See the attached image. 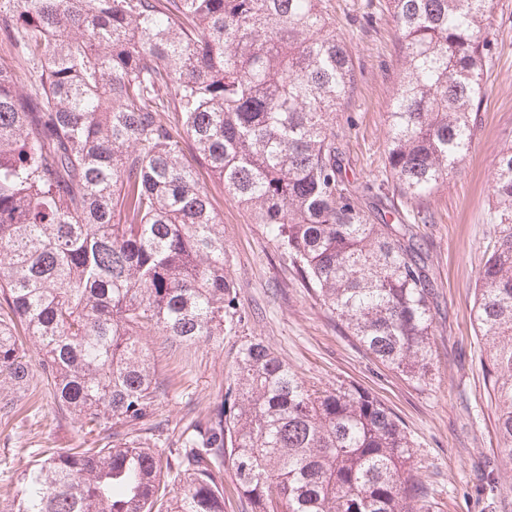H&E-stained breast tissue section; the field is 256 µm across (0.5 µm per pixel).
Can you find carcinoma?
<instances>
[{"label":"carcinoma","instance_id":"cac0c4a2","mask_svg":"<svg viewBox=\"0 0 512 512\" xmlns=\"http://www.w3.org/2000/svg\"><path fill=\"white\" fill-rule=\"evenodd\" d=\"M402 49L387 163L413 198L472 145L491 0H387ZM0 420L34 375L92 448H48L10 512H224V463L251 512H419L398 419L356 387L309 386L270 348L162 452L164 394L143 336L224 340L237 313L224 232L197 167L254 213L299 278L382 364L427 378L433 284L413 225L373 217L341 172L352 92L325 0H0ZM474 320L512 452V147L493 179ZM38 346L33 364L21 337ZM0 64L11 68L22 78V92L32 100L42 98L40 69L33 64L20 46L0 36Z\"/></svg>","mask_w":512,"mask_h":512}]
</instances>
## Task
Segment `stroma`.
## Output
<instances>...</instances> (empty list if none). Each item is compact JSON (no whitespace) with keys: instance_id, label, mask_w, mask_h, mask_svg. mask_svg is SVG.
I'll return each mask as SVG.
<instances>
[{"instance_id":"stroma-1","label":"stroma","mask_w":512,"mask_h":512,"mask_svg":"<svg viewBox=\"0 0 512 512\" xmlns=\"http://www.w3.org/2000/svg\"><path fill=\"white\" fill-rule=\"evenodd\" d=\"M326 4L355 70L353 91L336 112V131L342 168L359 206L370 213L384 208L433 217L414 227L435 289L428 380H409L366 353L337 315L297 280L265 225L254 223L222 182L203 170L200 180L223 219L239 319L219 344L176 346L157 334L148 337L165 384L157 419L173 438L190 416H207L233 383L240 347L260 341L308 384L359 387L394 413L412 443L422 512H512V454L500 442V402L485 372L489 345L472 312L491 230L492 172L502 149L512 145V0H493L474 143L458 172L420 198L402 195L385 168L387 114L401 59L385 0ZM0 64L21 76L27 98H41L38 66L1 36ZM17 405L15 419L0 423V512L17 491L19 471L40 449L76 448L86 439L42 384L18 394Z\"/></svg>"}]
</instances>
